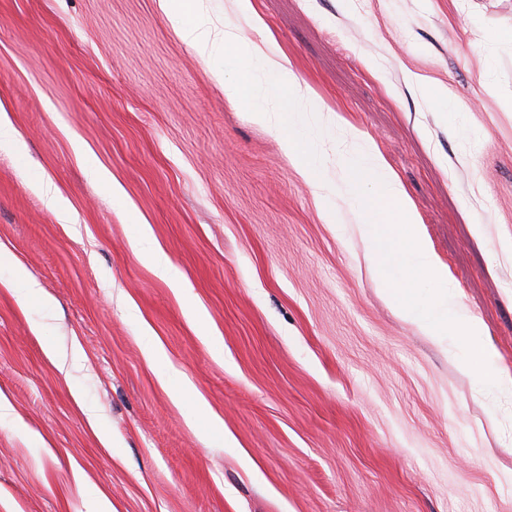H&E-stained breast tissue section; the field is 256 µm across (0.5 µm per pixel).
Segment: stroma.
Wrapping results in <instances>:
<instances>
[{"label":"stroma","instance_id":"35a3bbf8","mask_svg":"<svg viewBox=\"0 0 512 512\" xmlns=\"http://www.w3.org/2000/svg\"><path fill=\"white\" fill-rule=\"evenodd\" d=\"M252 7L203 0L344 118L314 115L336 223L157 0H0V246L45 294L0 269V512H512V396L387 306L345 192L373 142L512 370V0ZM426 90L428 99L441 105L439 112L444 114L446 123L450 126L454 124L455 117L460 112H467L469 109L466 104L449 97L448 88L444 86L429 85ZM11 284L15 287L11 289L16 293L18 300L23 304L41 298V288L37 280L28 276L21 269L13 271Z\"/></svg>","mask_w":512,"mask_h":512}]
</instances>
